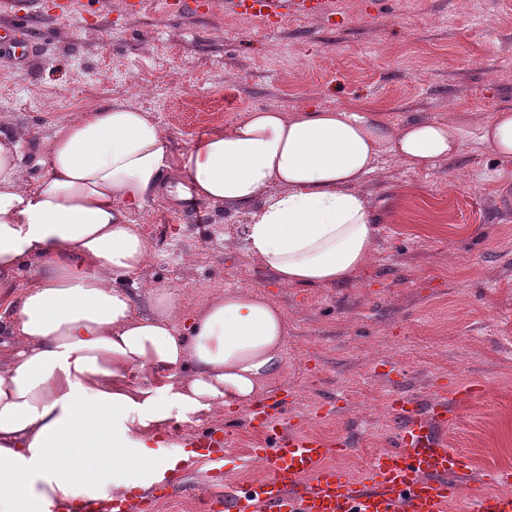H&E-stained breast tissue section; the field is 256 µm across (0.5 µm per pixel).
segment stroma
<instances>
[{
    "label": "stroma",
    "mask_w": 512,
    "mask_h": 512,
    "mask_svg": "<svg viewBox=\"0 0 512 512\" xmlns=\"http://www.w3.org/2000/svg\"><path fill=\"white\" fill-rule=\"evenodd\" d=\"M45 0L25 69L0 65V126L31 134L27 181L39 146L72 113L123 102L154 112L186 145L256 108L293 111L367 104L393 125L456 121L462 153L430 172L385 155L363 191L377 221L368 265L330 288H279L242 253L245 211L205 210L196 223L165 201L137 216L156 242L150 271L184 304L264 288L288 317L283 366L288 424L349 440L333 462L365 470L388 448L393 397H432L478 381L486 392L458 409L448 444L482 473L512 468V161L477 144L478 127L512 108V0H334L335 25L289 16L278 29L216 7L175 19L159 0L134 13L127 0ZM202 430L227 436L223 475L247 484L264 472L250 457L262 438L246 412L179 424L167 442ZM212 466L180 469L186 493L150 512H205Z\"/></svg>",
    "instance_id": "1"
}]
</instances>
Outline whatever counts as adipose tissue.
<instances>
[{
	"instance_id": "obj_1",
	"label": "adipose tissue",
	"mask_w": 512,
	"mask_h": 512,
	"mask_svg": "<svg viewBox=\"0 0 512 512\" xmlns=\"http://www.w3.org/2000/svg\"><path fill=\"white\" fill-rule=\"evenodd\" d=\"M477 139L511 160L512 111ZM22 142L0 129V512L151 491L193 455L165 443L172 421L248 410L282 366L287 319L265 290L187 309L151 280L148 202L246 210L243 250L278 286L333 287L371 259L361 187L381 156L428 172L464 146L449 121L343 106L252 110L177 148L154 113L115 103L58 124L30 183Z\"/></svg>"
}]
</instances>
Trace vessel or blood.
<instances>
[{"instance_id": "b4317fda", "label": "vessel or blood", "mask_w": 512, "mask_h": 512, "mask_svg": "<svg viewBox=\"0 0 512 512\" xmlns=\"http://www.w3.org/2000/svg\"><path fill=\"white\" fill-rule=\"evenodd\" d=\"M212 0H166L169 16L212 12ZM226 10L243 17H259L279 25L288 14L331 17L329 0H226ZM36 42L26 28L0 34V58L22 64L36 54ZM484 393L481 383L437 391L419 403L399 398L393 403L398 419L394 444L375 453L365 472L350 476L327 464L331 451L321 437L287 426L270 427L271 415L287 407L280 391H273L249 414L252 427L264 431L267 444L251 449L252 458L266 472L248 486L225 487L212 503L220 512H450L462 487H469L467 512H512V470L485 472L478 486H470L465 454L448 445V428L456 420L455 404L467 403ZM188 446L219 454L227 439L214 433L189 436Z\"/></svg>"}]
</instances>
